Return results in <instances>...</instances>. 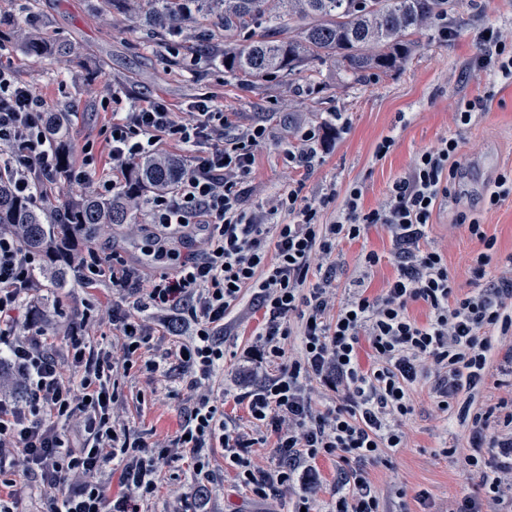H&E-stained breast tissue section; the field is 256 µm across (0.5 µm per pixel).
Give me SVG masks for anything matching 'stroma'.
<instances>
[{
    "mask_svg": "<svg viewBox=\"0 0 512 512\" xmlns=\"http://www.w3.org/2000/svg\"><path fill=\"white\" fill-rule=\"evenodd\" d=\"M25 19L52 43L81 47V55L19 53L12 45L13 30ZM449 28L453 35L447 43H439L435 31L427 30L400 67L362 82L345 80L336 64L329 62L290 80L277 77L246 85L202 53L206 46L223 49V32L204 41L194 37L173 45L156 40L133 17L106 15L96 0H0V66L34 88L51 107L69 108L66 147L71 159L81 163L84 145H92L100 170L108 166L104 130L112 113L100 106L91 90L103 82L120 92L127 104L160 97L178 108L205 96L223 107L237 126L265 125L268 137L256 151L247 180L244 206L248 209L296 187L308 202L329 194L341 202L354 185L363 191L364 207L376 208L422 151L442 138H458V177L448 201L433 216L427 243L443 253L457 292L464 295L486 287L512 255V196L495 209L483 207L488 183L497 173L512 169V84L491 86L465 77L484 30H499L503 40L512 42V0H457ZM487 93L492 96L487 112L473 126L459 129L455 112L460 100ZM291 117L317 127L325 139L311 169H295L284 161L285 151L302 148L299 132L287 125ZM387 137L394 143L385 157H377L376 147ZM472 218L496 239L492 260L480 280L468 266L469 257L481 249L469 233L467 222ZM93 245L101 256L117 253L146 271L156 266L145 253L143 234L115 227L97 233ZM370 252L377 253L380 261L367 273L369 296H379L396 275L399 260L389 233L379 225L369 227L360 238L337 243L331 256L337 302L346 301ZM54 295L70 315L88 305L108 308L117 300L105 276L97 287L60 288ZM262 322V309L244 299L224 338L225 388H233L239 373L237 354L254 341ZM116 389L134 432L157 439L179 431L187 393L174 377L135 367L117 375ZM413 401L408 448L392 456L390 464L367 468L383 512H448L454 498L483 497L480 471L463 465L470 452L467 426L455 412L438 409L430 382L414 385ZM449 448L455 449V456H446ZM212 470V478L202 483L212 512H286L289 492L264 503L253 499L239 487L235 473L225 468L223 451H216ZM423 491L430 495L426 506L419 501Z\"/></svg>",
    "mask_w": 512,
    "mask_h": 512,
    "instance_id": "35a3bbf8",
    "label": "stroma"
}]
</instances>
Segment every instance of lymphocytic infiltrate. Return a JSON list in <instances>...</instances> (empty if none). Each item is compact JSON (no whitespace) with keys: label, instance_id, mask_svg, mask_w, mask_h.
I'll list each match as a JSON object with an SVG mask.
<instances>
[{"label":"lymphocytic infiltrate","instance_id":"1","mask_svg":"<svg viewBox=\"0 0 512 512\" xmlns=\"http://www.w3.org/2000/svg\"><path fill=\"white\" fill-rule=\"evenodd\" d=\"M475 66L493 82L512 81V49L497 31L482 37ZM94 94L115 109L105 131L109 178L97 175L90 153L81 167L60 168L47 137L51 107L0 67V182L54 213L71 184L116 194L120 175L155 155L159 140L175 143L185 151L178 187L151 195L148 218L156 260H174L177 270L144 288L120 255L106 261L92 248L68 253L83 284L105 273L121 296L111 308L89 306L69 316L39 306L44 258L23 248L24 226L0 225V512H22L14 489L20 477L33 479L31 492L44 512H142L160 492L164 467L184 465L195 482L210 477L218 445L256 500L288 487L296 492L292 512H312L321 486L314 462L332 455L342 468L329 512H381L366 467L382 462L386 450L405 447L413 384L431 377L439 409L448 410L460 393L483 385L495 335L512 334V263L486 288L461 297L440 251L420 246L448 198L458 140L422 152L380 207L364 208L361 188L350 187L333 219L321 224L317 207L296 188L245 211L244 182L254 147L267 137L265 125L231 130L223 110L205 97L182 112L162 99L124 111L107 84ZM284 213L289 223H278ZM375 224L391 235L398 273L380 297L358 287L337 303L332 277L313 262L330 259L337 242ZM178 242L193 246L190 259H180ZM248 294L264 322L239 360L275 373L238 382L234 399L276 438L277 464L267 469L254 464L252 439L214 395L227 319ZM418 301L430 311L423 324L407 313ZM176 322L190 331V342L167 358L147 359L145 367L163 375L175 360L188 408L179 437L150 441L124 424L112 376L132 367L156 330ZM103 324L119 333L121 361L94 341L93 330ZM364 338L375 352L366 368L358 356ZM317 383L336 392L337 401L313 403ZM469 443L475 452L464 462L482 471L485 493L449 502L448 512H512V399L473 413ZM481 448L491 449V458L478 456ZM108 465L125 488L111 500L101 480Z\"/></svg>","mask_w":512,"mask_h":512}]
</instances>
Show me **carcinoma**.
<instances>
[{"mask_svg":"<svg viewBox=\"0 0 512 512\" xmlns=\"http://www.w3.org/2000/svg\"><path fill=\"white\" fill-rule=\"evenodd\" d=\"M455 0H104L139 19L150 32L171 42L189 35L221 30L240 42L224 45V72L251 85L271 77L299 75L333 61L357 81L387 73L410 56L413 36L451 15ZM175 17L186 28H171ZM290 36L280 38L283 30ZM174 162L142 161L127 176L119 197L88 192L76 209L65 207L66 217L47 216L9 187L0 184V224H23L24 244L44 250L54 238L71 247H90L101 224H130L131 198L148 204L150 190L171 188L179 177ZM51 288H69L75 279L59 250L45 255Z\"/></svg>","mask_w":512,"mask_h":512,"instance_id":"carcinoma-1","label":"carcinoma"}]
</instances>
